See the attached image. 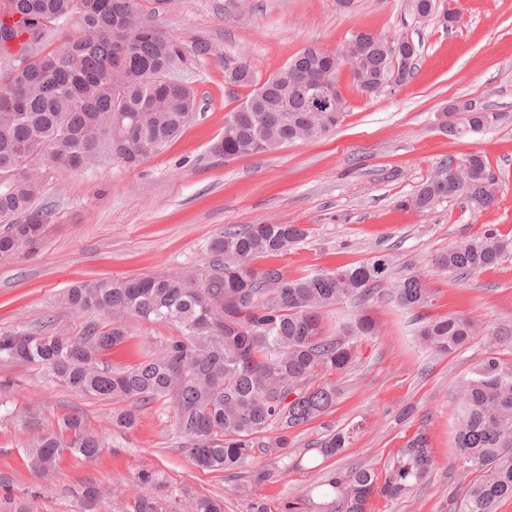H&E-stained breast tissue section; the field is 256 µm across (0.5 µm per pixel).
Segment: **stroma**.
Masks as SVG:
<instances>
[{"instance_id":"1","label":"stroma","mask_w":512,"mask_h":512,"mask_svg":"<svg viewBox=\"0 0 512 512\" xmlns=\"http://www.w3.org/2000/svg\"><path fill=\"white\" fill-rule=\"evenodd\" d=\"M461 17L449 27L447 10ZM187 48L205 44L180 74L196 93V107L180 135L127 167L101 158L82 171L50 169L36 200L52 214L43 247L0 264V331L53 319L78 335L100 313L76 315L58 298L71 283L103 277L135 278L208 266L210 241L245 224H305L307 239L278 259L291 277L387 258L389 277L417 275L431 290L424 309L407 310L390 293L363 304L336 307L342 322L366 312L380 323L357 360L336 380L342 394L323 417L291 433L294 467L254 484L265 457L235 476L196 467L182 448L173 410L153 404L129 430L112 423L118 404L72 392L38 366L0 364V497L29 503L34 512H124L136 495L140 471L158 472L173 489L218 495L224 512H250L261 499L267 512H323L321 479L362 465L378 479L418 431H426L434 466L425 482L399 499L377 496L370 512H459L469 481L458 471L452 390L512 329V256L461 279L431 259L449 245L494 230L512 239V0H438L428 18L409 0H170L155 19ZM405 35L419 46L416 74L367 96L341 69L338 85L345 115L336 130L280 149L227 159L214 152L224 124L247 96L229 88L225 64L250 65L262 79L280 70L305 46L335 50L358 32ZM452 102H470L493 113L482 131L453 136L441 126ZM478 154L499 185L497 203L473 211L460 200L428 213L404 199L434 177L448 157ZM476 318L481 331L450 355L419 342L421 322L444 316ZM130 339L107 356L128 366L142 347L177 333L175 325L132 320ZM76 413L108 444L92 461L63 460L43 480L24 462L34 434ZM355 428L348 448L323 458L318 446L334 430ZM94 482L109 493L86 508L81 491Z\"/></svg>"}]
</instances>
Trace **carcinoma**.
Listing matches in <instances>:
<instances>
[{"label": "carcinoma", "mask_w": 512, "mask_h": 512, "mask_svg": "<svg viewBox=\"0 0 512 512\" xmlns=\"http://www.w3.org/2000/svg\"><path fill=\"white\" fill-rule=\"evenodd\" d=\"M169 0H0V61L12 57L7 38L19 51L41 46L37 60L17 71L0 66V174L14 173L0 186V264L39 249L51 213L33 207L42 183L24 166L79 171L103 156L137 166L178 135L189 113L192 91L170 81L187 65L188 50L178 38L158 31L148 18ZM74 28L58 47L51 34ZM360 55L357 86L376 94L394 80L403 84L419 46L406 36L370 32L354 35ZM339 67L326 50L309 45L266 80L241 63L224 68V80L250 88L230 112L215 150L226 158L268 152L297 140L320 137L342 121L344 101L335 112H312L305 87L314 75L336 77ZM490 116L466 105L463 121L451 127L461 135L489 125ZM482 156L448 158L438 174L402 201L428 212L452 197L478 210L497 196ZM309 235L304 224H247L224 230L210 242L204 270L177 276L149 275L79 282L61 303L75 313L100 312L107 328L86 326L72 336L44 326L0 333V363H25L45 369L52 380L96 399L128 402L115 413L131 429L139 412L158 402L171 404L185 451L199 468L233 472L256 454L288 468V430L319 418L339 395L330 375L349 367L362 342L377 335L369 316L339 327L325 314L352 298H369L388 277L378 258L290 277L282 268L254 266L258 258L288 254ZM512 254V240L488 230L458 242L432 258L448 272L473 273ZM400 306L417 310L431 293L417 277L394 288ZM132 318L169 323L179 334L156 342L130 367H114L104 352L129 336ZM478 323L448 316L425 321L419 341L439 354H451L476 334ZM456 460L475 475L461 512H496L512 499V362L492 352L456 387ZM352 430L328 434L319 453L330 458L349 447ZM105 443L83 419L67 414L36 435L26 451L28 468L46 477L69 456L93 460ZM433 466L428 436L417 433L393 460L384 483L359 466L332 472L322 485L334 497L330 512H369L371 499H397L422 483ZM132 512H222L220 502L168 488L159 474L143 471Z\"/></svg>", "instance_id": "cac0c4a2"}]
</instances>
